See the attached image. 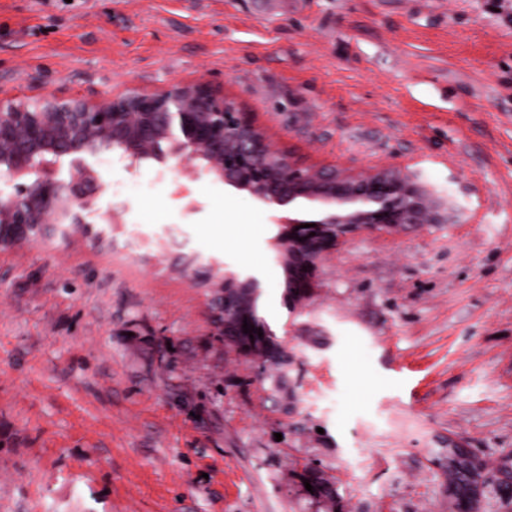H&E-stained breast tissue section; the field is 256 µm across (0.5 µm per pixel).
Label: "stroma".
<instances>
[{
  "label": "stroma",
  "mask_w": 512,
  "mask_h": 512,
  "mask_svg": "<svg viewBox=\"0 0 512 512\" xmlns=\"http://www.w3.org/2000/svg\"><path fill=\"white\" fill-rule=\"evenodd\" d=\"M506 0H0V98L206 82L307 162L422 173L465 224L357 235L295 307L278 210L175 160L85 158L111 244L0 252V512H449L448 441L512 512V22ZM258 281L295 354L227 349L174 267ZM313 468L332 498L306 490Z\"/></svg>",
  "instance_id": "35a3bbf8"
}]
</instances>
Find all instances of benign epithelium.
<instances>
[{
	"label": "benign epithelium",
	"mask_w": 512,
	"mask_h": 512,
	"mask_svg": "<svg viewBox=\"0 0 512 512\" xmlns=\"http://www.w3.org/2000/svg\"><path fill=\"white\" fill-rule=\"evenodd\" d=\"M113 144L132 165L147 157H168L187 168L201 161L224 184L264 204L288 207V214L276 218L280 232L270 247L285 269V287L296 289V306L312 296L322 260L347 238L458 224L463 213L455 197L440 193L419 173L392 166L308 165L275 147L236 99L204 83H175L159 93L130 91L93 103L55 95L34 102L0 99V159L9 160L16 179L41 161L37 181L20 184L14 196L0 200V248L29 245L47 229L65 235L70 226L83 227L97 189L93 173L79 164L63 182L49 157L79 161ZM302 202L308 208H299ZM216 274L211 301L217 335L262 371L273 366L274 386H280L294 355L255 320L254 282ZM245 323L263 336L243 332ZM481 487L482 479L474 476L459 497L471 507Z\"/></svg>",
	"instance_id": "7a95c632"
}]
</instances>
